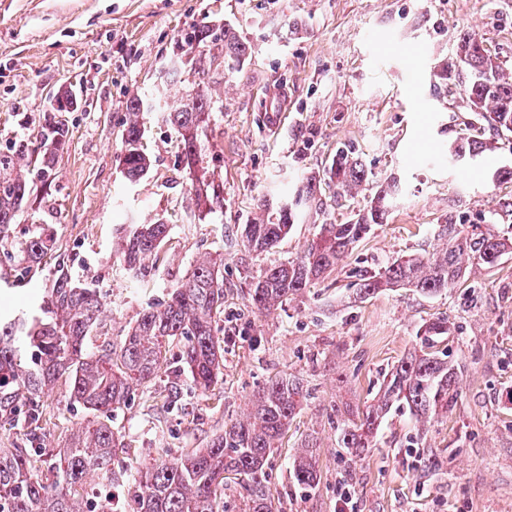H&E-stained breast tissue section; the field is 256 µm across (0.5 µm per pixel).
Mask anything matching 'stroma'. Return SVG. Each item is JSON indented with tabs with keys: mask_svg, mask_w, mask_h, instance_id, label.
Wrapping results in <instances>:
<instances>
[{
	"mask_svg": "<svg viewBox=\"0 0 512 512\" xmlns=\"http://www.w3.org/2000/svg\"><path fill=\"white\" fill-rule=\"evenodd\" d=\"M228 26L252 55L239 66L215 51L210 92L218 106L202 143L204 167L224 183L223 209L207 212L189 188L179 143L162 110L191 90L164 73L192 27ZM476 33L512 68V0H0V149L36 133L53 92L80 89L86 105L69 113V139L40 203L13 228L25 238L37 225L52 234L72 277L105 294L95 344L119 347L140 312L165 299L206 254L224 259V384L219 399L181 378V410L136 397L112 418L124 437L112 451L111 479L93 478L87 512L110 499L134 512V482L154 463L206 447L228 420L243 417L259 385L278 374L303 377L313 390L275 451L269 487L275 512H338L345 472L357 512H512V258L473 268L467 284L427 297L407 288L364 302L353 299L359 274L403 252L426 253L449 211L483 223L512 183L490 171L512 165V141L499 140L479 168L449 166L441 153L472 114L458 92L440 87L436 65L463 32ZM145 113L149 173L129 183L121 172L126 101ZM282 116L268 129L265 113ZM354 145L366 171L362 191L336 201L321 187L297 208L279 247H245L244 225L262 202L287 204L303 177L325 179L338 146ZM397 176L402 194L387 223L376 225L316 288L271 314L252 312L248 290L270 264L296 257L319 224H344L376 187ZM169 224L155 270L133 281L116 258L124 224ZM53 264L29 284L0 289V308L30 311L52 284ZM454 325L447 350L462 368L461 397L446 418L425 425L391 413L373 448L350 465L337 444L333 408L364 405L381 374L420 347L418 327L439 315ZM42 436L66 446L89 420L65 386L46 399ZM318 444V486L290 476L306 435Z\"/></svg>",
	"mask_w": 512,
	"mask_h": 512,
	"instance_id": "1",
	"label": "stroma"
}]
</instances>
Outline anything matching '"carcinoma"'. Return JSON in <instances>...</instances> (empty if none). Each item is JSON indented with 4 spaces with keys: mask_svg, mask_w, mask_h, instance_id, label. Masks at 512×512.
Returning <instances> with one entry per match:
<instances>
[{
    "mask_svg": "<svg viewBox=\"0 0 512 512\" xmlns=\"http://www.w3.org/2000/svg\"><path fill=\"white\" fill-rule=\"evenodd\" d=\"M218 41L210 26H194L183 36L185 57L172 62L170 74L188 67L197 78L196 89L181 97L179 106L166 113V122L180 138L191 187L204 208L224 205V183L206 176L201 141L214 110L207 78L212 64L202 51ZM249 44L224 29V55L245 63ZM437 77L452 84L466 100L475 119L466 132L449 145L444 157L451 165H475L494 149L493 142L512 134V71L504 68L483 41L473 34L458 38L454 56L438 65ZM73 104L70 92L57 91L51 101L53 116L41 127L40 145L32 140L0 150V253L12 262L14 281L29 279L45 258L56 252L54 238L38 231L18 242L12 226L31 204L32 186L17 174L35 166L42 183L53 175L57 150L69 127L61 108ZM123 130L122 172L130 182L144 177L150 156L144 151L141 119L152 105L138 95L127 99ZM336 198L354 197L365 181L358 152L349 145L336 150L328 170ZM401 195L400 179L387 177L368 203L346 224H322L306 249L294 259L272 264L249 288V304L268 313L303 295L336 265L373 226L387 223ZM512 214L504 201L486 224H464L454 212L438 226L439 244L428 254L399 255L356 283V298L364 301L394 288H412L436 296L455 288L469 268L495 267L512 254V230L497 229L500 218ZM293 227L288 206L280 207L277 221L247 224L243 242L249 249L268 252ZM169 234V225L128 224L118 249L131 279L140 282L151 270L149 262ZM224 259L198 261L188 278L168 293L167 300L143 310L125 336L120 350L92 342L99 326L104 295L75 282L63 264L57 265L52 288L42 298L39 313L31 317L0 315V427H22L26 443L0 448V512H83L82 491L92 473L112 476V449L122 443L112 430L110 415L127 407L137 392L162 372L177 378L185 373L193 389L208 396L223 380L224 340L217 336V318L224 312ZM417 335L420 350L408 353L384 374L371 402L346 419L336 421L338 445L350 462L374 447L380 427L391 411L406 409L418 422L448 416L460 397L461 368L439 354L438 345L453 335L446 317L423 323ZM65 379L70 401L93 415L65 448H47L40 435L46 406L44 389ZM313 393L304 379L276 375L253 395L251 411L224 424V433L205 448L162 460L146 469L136 484L138 512H219L227 480H235L247 495L249 512H273L268 486V465L299 413ZM317 441L312 435L301 443L292 462L293 479L304 488L320 480Z\"/></svg>",
    "mask_w": 512,
    "mask_h": 512,
    "instance_id": "1",
    "label": "carcinoma"
}]
</instances>
